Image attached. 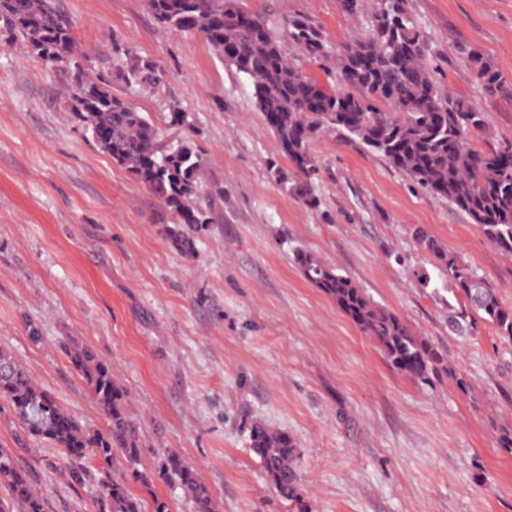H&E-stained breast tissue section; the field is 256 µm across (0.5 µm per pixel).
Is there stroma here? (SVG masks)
<instances>
[{
	"label": "stroma",
	"instance_id": "stroma-1",
	"mask_svg": "<svg viewBox=\"0 0 512 512\" xmlns=\"http://www.w3.org/2000/svg\"><path fill=\"white\" fill-rule=\"evenodd\" d=\"M275 29L304 13L333 46L366 38L375 0L345 15L337 0H243ZM89 77L165 126L179 102L197 131L209 181L224 187L222 223L187 258L166 241L171 213L113 164L73 116L70 68L20 54L0 34V346L93 430L106 420L70 362L90 346L126 392L153 469L165 449L202 474L216 512H289L249 448L252 424L287 431L311 512H512V342L473 317L424 227L512 307V254L447 200L337 133L314 138L318 208L283 190L290 171L251 82L197 34L170 36L146 0H58ZM442 94L467 97L488 130L512 140V97L486 94L465 49L512 84V0H407ZM155 61L160 90L127 85L113 45ZM319 255L428 338L453 377L426 386L394 370L376 342L306 282L296 248ZM38 335H31L30 325ZM0 448L32 469L49 512H96L93 485H72L50 444L0 399Z\"/></svg>",
	"mask_w": 512,
	"mask_h": 512
}]
</instances>
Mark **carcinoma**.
<instances>
[{
    "label": "carcinoma",
    "mask_w": 512,
    "mask_h": 512,
    "mask_svg": "<svg viewBox=\"0 0 512 512\" xmlns=\"http://www.w3.org/2000/svg\"><path fill=\"white\" fill-rule=\"evenodd\" d=\"M159 27L178 36L201 35L224 62L252 82L255 103L277 138L292 174L276 170L283 188L305 206H319V169L310 152L317 135L337 131L350 142L388 160L418 186L431 191L466 214L500 249L512 253V140H498L486 149L473 137L487 135L484 114L464 97L439 93L425 62L426 43L406 0H377L369 21L370 34L338 53L314 20L292 14L286 20L288 40L318 63L331 81L321 83L304 73L286 55L281 38L260 13L241 0H147ZM0 21L8 36L21 40L28 52L50 67L74 69L67 98L71 112L96 145L119 167L145 185L175 217L164 233L182 256L196 254L198 238L219 220L224 189L205 178L207 161L193 140V124L180 104H169L168 126L189 134L166 145L159 127L123 100L112 96L105 80L88 77L78 55L73 23L57 0H0ZM129 63L118 76L131 86L158 89L165 71L149 59L124 51ZM477 82L490 94H512L504 77L475 49L466 50ZM415 238L444 267L464 293L470 308L512 341V307H506L489 284L453 253L437 245L419 227ZM303 278L326 294L359 330L372 338L385 360L398 372L430 385L444 373L461 392L467 380L453 373L448 359L425 337L415 335L394 312L376 304L348 276L318 255L303 249L294 254ZM75 369L90 386L102 415L103 431L86 429L0 347V399L31 437L45 440L67 457L63 471L71 484L97 487L98 512H141L129 491L131 479L150 489L161 481L180 488L194 512H215L198 470L176 451L162 452L153 470L140 468L144 439L125 408L126 393L108 365L76 339L67 346ZM250 447L260 458L270 487L297 512H309L297 469L300 452L288 432L255 423ZM86 459L125 463L117 480L105 471L91 472ZM0 512H48L33 476L13 453L0 448Z\"/></svg>",
    "instance_id": "cac0c4a2"
}]
</instances>
